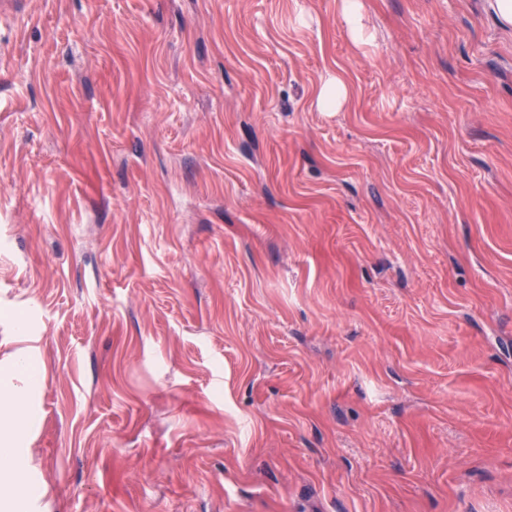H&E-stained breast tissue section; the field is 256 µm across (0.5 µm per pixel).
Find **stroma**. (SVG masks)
I'll return each instance as SVG.
<instances>
[{
	"label": "stroma",
	"instance_id": "stroma-1",
	"mask_svg": "<svg viewBox=\"0 0 512 512\" xmlns=\"http://www.w3.org/2000/svg\"><path fill=\"white\" fill-rule=\"evenodd\" d=\"M359 2L0 16V503L512 512V27ZM343 18L353 38L364 42V29L357 0H341ZM348 89L344 81L338 75H329L322 81L317 104L325 111L338 110L346 101ZM38 383V373L31 357L24 353L15 355L10 364V372L2 382V387L23 396L37 387ZM27 428L28 425L18 420L12 429L0 432V460L5 463L2 464L0 469V480L2 482L13 483L21 473L16 447L19 437Z\"/></svg>",
	"mask_w": 512,
	"mask_h": 512
}]
</instances>
